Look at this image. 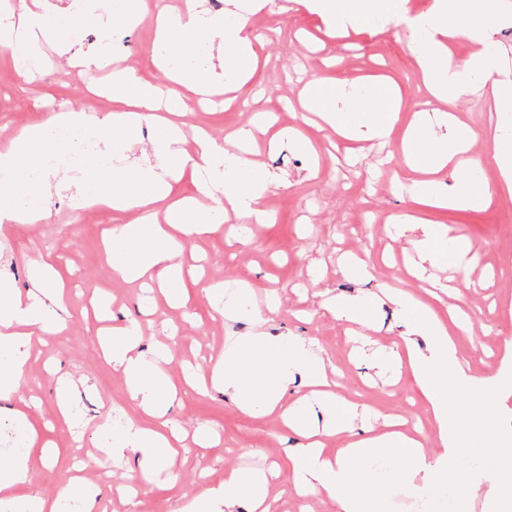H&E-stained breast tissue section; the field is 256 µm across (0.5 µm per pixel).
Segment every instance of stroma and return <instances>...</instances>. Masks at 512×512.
Returning a JSON list of instances; mask_svg holds the SVG:
<instances>
[{
  "label": "stroma",
  "instance_id": "stroma-1",
  "mask_svg": "<svg viewBox=\"0 0 512 512\" xmlns=\"http://www.w3.org/2000/svg\"><path fill=\"white\" fill-rule=\"evenodd\" d=\"M249 24L258 37L260 67L249 83L257 97L249 106L228 108L223 97L214 96L203 107L187 110L182 119L186 137L203 127L221 141L248 125L254 113L272 112L278 127L293 129L312 143L315 152L309 155L288 145L260 152L259 162L284 178L283 185L265 200L274 221L252 226L244 244L225 230L188 242L183 253L188 271L184 306L170 307L158 294L151 309H144L137 285L113 277L101 250L102 234L112 217L96 210H73L72 185L52 190L46 222L14 224L0 233L1 278L26 290L29 260L43 257L51 260L71 287L67 330L47 337L45 346L32 355L12 401L16 407L30 398L36 401L28 421L40 444L30 450L32 482L26 493H54L72 476L73 464L82 461L86 464L83 477L102 490L100 512H183L200 491L220 486L226 468L286 466V450L294 441L274 417L243 414L227 396L197 393L180 377L181 360L209 369L223 354L227 337L245 336L256 329L250 315L227 320L213 312L203 293L211 279L227 284L248 281L250 299L259 304L267 295L278 294L283 307L268 332L313 343L340 370L342 395L383 414L412 416L425 434L433 432L415 401L417 392L408 373H401L397 384L387 385L373 369L356 365L351 333L321 307L328 297L364 295L382 284L411 292L418 289L407 271L414 251L412 235L393 239L383 228L385 219L410 206L408 197L392 185L394 172L405 166L399 139L391 137L383 146L344 140L331 128L313 122L299 104L306 83L314 78L360 84L369 77L387 75L402 89L401 119L409 121L414 102L425 92L423 74L413 57L415 37L390 20L349 30L343 37H326V25L310 0H259ZM115 34L119 38L116 55L138 77L159 87L168 85L166 74L150 62V23L132 31L119 27ZM97 39V29L86 26L70 34L68 53L47 49L45 67L32 83L15 70L7 50L0 48V125L16 131L47 121L53 112L79 109L91 83L86 68L73 66L72 61L92 52ZM452 112L477 133L474 152L483 154L497 121L490 96H466ZM423 217L454 227L479 254L468 277L454 276L444 266L430 269L429 274L460 288V295H448L435 310L443 315L457 303L470 310L472 327L457 336L458 355L473 374H491L505 341H512V201H499L479 211L430 210ZM349 254L370 257V280L357 281L342 271L338 260ZM98 288L107 292L115 322L148 319L140 343L145 355H152L159 343L168 344L175 361L167 372L178 390L171 418L186 432L205 426L220 437L211 448L191 443L179 449L158 472L151 490L133 501L114 495L113 489L137 473L139 454L127 453L118 463L98 457L113 429L138 416L121 373L101 353L100 324L87 312ZM49 359L56 362L59 374L86 380L73 397L72 421H63L59 415L58 374L44 367ZM45 442L57 448V455L44 457L41 445Z\"/></svg>",
  "mask_w": 512,
  "mask_h": 512
}]
</instances>
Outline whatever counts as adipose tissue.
I'll use <instances>...</instances> for the list:
<instances>
[{
  "instance_id": "1",
  "label": "adipose tissue",
  "mask_w": 512,
  "mask_h": 512,
  "mask_svg": "<svg viewBox=\"0 0 512 512\" xmlns=\"http://www.w3.org/2000/svg\"><path fill=\"white\" fill-rule=\"evenodd\" d=\"M234 2L237 9L230 23L211 13L205 0H185L184 10L176 13L160 9L151 57L156 66L170 70L167 93L117 68L112 72V99L119 110L102 113L88 104L22 129L0 147V224H38L48 218L51 181L59 171L44 167V157L51 147L85 135L98 138L102 148L81 166L76 206L112 210L117 222L104 235V257L113 275L124 282H157L173 303H183L185 241L234 220L272 223L274 217L263 202L280 180L254 161L253 131H240L242 147L236 153L227 152L203 131L197 135L195 152L183 147L180 119L186 94L201 99L222 92L240 96L255 73L256 38L247 24L252 0ZM313 2L333 31L378 17L422 37L415 57L428 94L418 101L401 138L406 163L402 178L411 184L413 210L397 216V224L417 223L420 210L476 209L512 199V126L499 127L480 161L471 156L474 131L443 110L478 80L490 86L499 114L512 113V66L505 64L508 52L497 38L502 27L512 23V0H433L423 12L412 11L409 0ZM79 10L83 22L100 29L95 52L81 61L91 67L111 54L107 17L118 15L135 25L146 16L148 5L146 0H79ZM59 18L48 0L0 7V46L9 50L24 76L40 73L42 43L66 53V30ZM204 38L224 59L223 77L196 66L172 65L173 60L193 57ZM460 39L480 46L461 63L448 47ZM401 104L389 80L338 86L314 80L305 88L306 111L356 142L387 139ZM145 123L154 130L150 153L135 158L133 140ZM487 163L498 171L496 182L478 175ZM447 173L453 175V185L444 183ZM185 177L192 181L193 195L177 190ZM416 249L419 261L411 267L415 276L424 264L437 263L445 255L462 273L478 261L473 244L445 224L424 226ZM30 280L32 287L25 293L0 280V402L14 396L31 337L54 336L67 326L65 284L53 267L40 258L31 260ZM446 291L439 286L425 302L403 290L382 289L381 302L394 307L403 330L395 350L379 352L371 360L378 368L394 361L406 364L434 422L437 450H428L401 415L383 417L380 427L354 431L359 403L340 394L335 368L297 336L261 329L228 338L223 359L211 369L209 387L229 396L242 413L276 415L284 429L298 437L287 460L288 479L301 499L323 497L333 512H386L387 487L396 482L423 510L447 494L458 512H465L486 482L493 494L484 512H500L512 504V429L490 420L487 411L512 393V343H505L495 372L473 374L460 361L453 340L454 332L470 331L469 315L453 306L443 319L431 306ZM325 308L338 321L364 330L374 326L371 303L364 297L337 295ZM141 333L133 319L113 325L103 351L122 373L129 398L142 416L113 431L108 451L116 460L130 450L139 453L138 485L143 488L152 483L161 463L176 455L185 435L169 419L176 397L166 372L171 352L161 346L153 357H146L139 349ZM296 383L306 392L287 401L288 388ZM14 419L15 449L0 461V512H61L67 500L78 501L80 512H98L99 489L76 475L55 494H20V487L32 481L29 454L38 436L25 410H15ZM343 433L350 434V441L338 450L328 449L327 438ZM275 475L272 469H225L223 484L199 493L187 512H272L267 487Z\"/></svg>"
}]
</instances>
